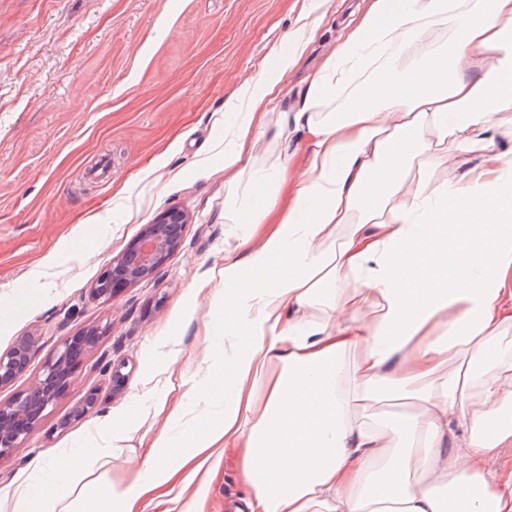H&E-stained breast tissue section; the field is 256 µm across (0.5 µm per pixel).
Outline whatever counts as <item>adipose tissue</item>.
I'll return each instance as SVG.
<instances>
[{
	"label": "adipose tissue",
	"instance_id": "obj_1",
	"mask_svg": "<svg viewBox=\"0 0 512 512\" xmlns=\"http://www.w3.org/2000/svg\"><path fill=\"white\" fill-rule=\"evenodd\" d=\"M318 26L226 106L244 117L224 128V221L250 230L218 271L222 392L179 374L131 481L86 490L112 450L66 448L13 512H141L218 448L241 451L230 512H512V467L486 472L512 446V0H369L255 153ZM292 129L304 155L280 144ZM457 153L473 167L434 180Z\"/></svg>",
	"mask_w": 512,
	"mask_h": 512
}]
</instances>
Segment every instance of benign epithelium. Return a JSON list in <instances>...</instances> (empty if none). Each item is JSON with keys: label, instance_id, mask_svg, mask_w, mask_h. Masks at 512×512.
<instances>
[{"label": "benign epithelium", "instance_id": "benign-epithelium-1", "mask_svg": "<svg viewBox=\"0 0 512 512\" xmlns=\"http://www.w3.org/2000/svg\"><path fill=\"white\" fill-rule=\"evenodd\" d=\"M187 223L188 215L183 209L170 207L152 223L144 225L127 249L112 259L92 288L93 296L107 301L120 289L155 274L179 249ZM40 340L36 334L21 336L8 352L0 354V387L11 384L26 372ZM81 349V337L64 340L46 362L42 373L32 379L26 392L0 402V457L25 447L44 412L68 387L72 361Z\"/></svg>", "mask_w": 512, "mask_h": 512}]
</instances>
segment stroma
<instances>
[{
	"label": "stroma",
	"mask_w": 512,
	"mask_h": 512,
	"mask_svg": "<svg viewBox=\"0 0 512 512\" xmlns=\"http://www.w3.org/2000/svg\"><path fill=\"white\" fill-rule=\"evenodd\" d=\"M302 0H0V295L28 303L0 318V354L21 336L41 337L26 374L0 389L4 402L64 339L108 332L79 358L72 382L25 448L0 459V495L62 448L88 442L96 416L135 419L136 403L178 350L175 370L220 386L224 351L197 355L223 319L200 294L224 265V239L245 224L224 221V106L239 78L271 66ZM358 0H329L320 29L269 121L300 99L332 53ZM189 215L180 248L155 275L115 298L92 289L109 266L169 207ZM125 375L113 390L106 365ZM96 393L93 413L73 412ZM141 432L112 446L104 481L141 469ZM238 449H225L205 512L242 494Z\"/></svg>",
	"instance_id": "obj_1"
}]
</instances>
